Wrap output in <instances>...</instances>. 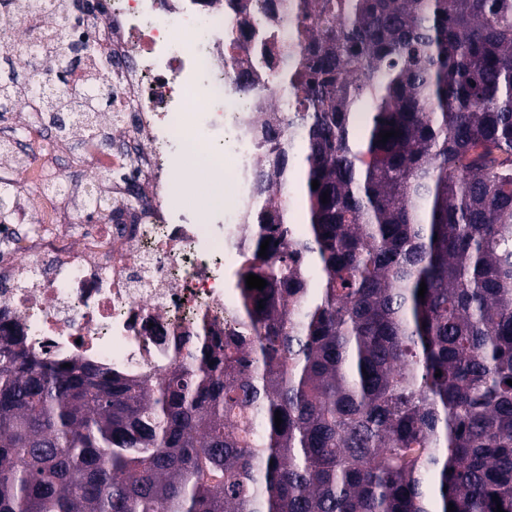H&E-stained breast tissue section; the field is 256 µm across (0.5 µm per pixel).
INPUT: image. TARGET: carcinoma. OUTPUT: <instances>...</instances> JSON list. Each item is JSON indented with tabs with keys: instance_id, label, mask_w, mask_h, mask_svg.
<instances>
[{
	"instance_id": "cac0c4a2",
	"label": "carcinoma",
	"mask_w": 512,
	"mask_h": 512,
	"mask_svg": "<svg viewBox=\"0 0 512 512\" xmlns=\"http://www.w3.org/2000/svg\"><path fill=\"white\" fill-rule=\"evenodd\" d=\"M282 5L291 42L259 50L290 105L254 126L239 332L180 338L150 383L0 335V512H512V0ZM19 7L54 17L37 59L60 70L73 0ZM70 52L84 93L11 67L0 106L94 139L112 65Z\"/></svg>"
}]
</instances>
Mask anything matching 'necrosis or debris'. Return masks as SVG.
I'll return each instance as SVG.
<instances>
[{
    "label": "necrosis or debris",
    "instance_id": "1",
    "mask_svg": "<svg viewBox=\"0 0 512 512\" xmlns=\"http://www.w3.org/2000/svg\"><path fill=\"white\" fill-rule=\"evenodd\" d=\"M111 28L70 30L103 42L112 57V143L91 142L84 157L113 171L112 197L136 198L111 223L81 229L58 221V195L29 194L24 212L37 213L49 235L20 234L11 260L0 263V332L27 336L39 354L65 362L111 361L114 372L157 380L182 362L176 337L205 326L212 335L237 329L240 312L228 273L248 244L241 222L215 208L206 223L177 203L175 184L194 154L224 159L228 94L237 90V60L248 57L249 107L238 120L233 170L243 205L254 183L249 121L286 92L256 54H243L267 31L286 34L291 19L276 12L263 27L229 26L206 0H102ZM139 52H128L130 43Z\"/></svg>",
    "mask_w": 512,
    "mask_h": 512
}]
</instances>
